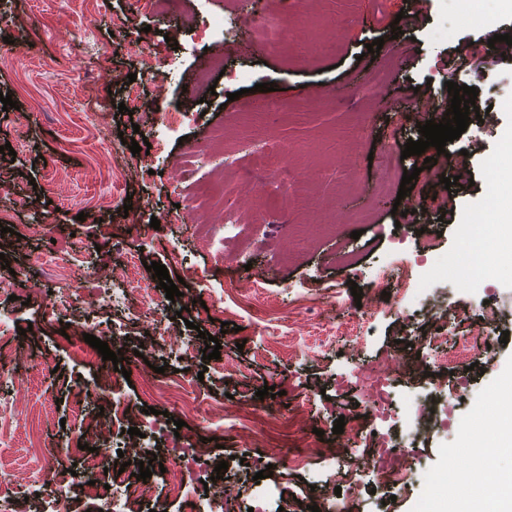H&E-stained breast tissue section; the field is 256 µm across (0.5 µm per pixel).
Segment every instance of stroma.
<instances>
[{
	"label": "stroma",
	"mask_w": 512,
	"mask_h": 512,
	"mask_svg": "<svg viewBox=\"0 0 512 512\" xmlns=\"http://www.w3.org/2000/svg\"><path fill=\"white\" fill-rule=\"evenodd\" d=\"M460 0H304L288 20V42L269 51L249 37V19L274 11L276 0H168L161 11L144 0H0V93L16 108L0 110V166L10 186L0 194L6 232L0 253L14 269L16 300L0 299L12 330L0 346L13 350L17 366L0 379V401L18 407L8 462L0 468L7 499L0 512H40L53 501L57 512H99L101 497L82 494L83 476L72 477L66 497L55 494L30 463L32 444L58 450L65 465L83 463L87 447L126 440L121 422L100 439L85 426L91 404H76L81 387H99L135 411L151 407L177 415V385L203 405L224 408L234 433L216 434L210 455L228 469L212 484L239 512H308L322 505L321 485L340 487L355 512H447L448 497L461 493L455 472L479 471V443L486 437L479 413H494V394L512 383V166L503 162L512 145V60L489 48L494 35L512 34V0H485L482 12L459 14ZM225 20L239 34L224 51L221 32L186 29V16ZM399 23L402 34L393 36ZM383 39L382 49L366 46ZM224 53V74L215 88L194 84L201 60ZM135 81H128V74ZM477 88L482 119H470L445 154L427 148L402 160L399 173L383 176L368 156L418 138L417 105L439 103L448 82ZM274 83L271 92L255 91ZM277 101L276 121L265 105ZM130 114L120 113V103ZM148 141L149 152L131 153L128 140ZM11 152H3V145ZM288 152V165L266 177L253 175L266 149ZM463 154L468 180L444 187L449 156ZM435 160L424 169L425 157ZM418 170L405 199L397 193L402 171ZM235 185L240 233L215 252L210 230L219 202L200 207L198 187ZM447 196L448 212L432 201ZM403 210V218L392 208ZM133 218H125V209ZM506 228L490 240L486 275L472 263L452 278L448 315L421 306L415 291L433 269L480 238L477 220ZM290 223H282L281 211ZM175 214L176 224L152 229V218ZM111 227L135 266L139 314L127 318L122 304L91 307L94 323L109 331L110 350L122 352L129 376L112 380L97 349L74 350L63 334L69 321L42 318L47 294H69L79 279L56 275L40 262L48 244L68 271H97L114 291L127 288L122 266L111 265L101 244V224ZM435 247L412 266L415 288L383 295L372 282L397 245L421 236ZM166 266L170 278L182 265L196 279L180 285L170 301L148 262ZM358 284L354 300L350 284ZM503 307L487 325L485 302ZM223 307L232 329L217 334L219 358L204 360L210 309ZM184 312L183 341L151 360L136 354L154 319ZM507 332L477 364L458 363L469 383L441 384L436 418L408 459L411 482L381 483L372 463L380 439H398L404 407L419 391L434 358L425 336L447 335L449 348L481 342L487 328ZM215 333V332H214ZM231 371H221L222 362ZM159 367L167 393L143 386ZM152 373V372H151ZM391 381L385 413L373 411L376 385ZM272 386L275 397H258ZM357 427L333 433L338 418ZM272 470V477L254 475Z\"/></svg>",
	"instance_id": "obj_1"
}]
</instances>
